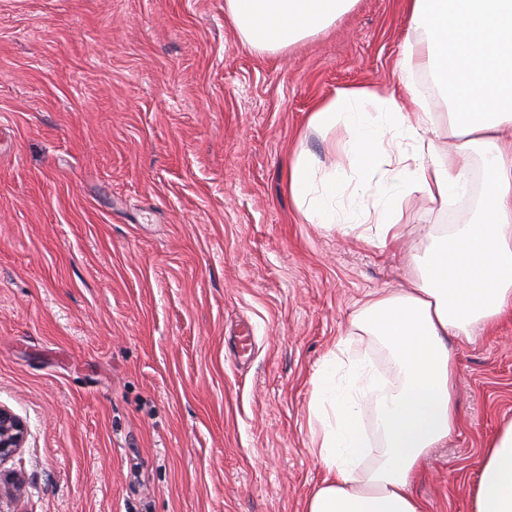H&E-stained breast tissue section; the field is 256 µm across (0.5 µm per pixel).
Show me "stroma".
Here are the masks:
<instances>
[{
	"mask_svg": "<svg viewBox=\"0 0 512 512\" xmlns=\"http://www.w3.org/2000/svg\"><path fill=\"white\" fill-rule=\"evenodd\" d=\"M406 0H356L261 54L224 0H0V406L29 425L0 512H304L326 472L309 405L357 301L404 287L482 186L414 200L380 245L308 224L296 148L336 90L397 86ZM461 422L410 487L471 512L512 420V317L449 341Z\"/></svg>",
	"mask_w": 512,
	"mask_h": 512,
	"instance_id": "1",
	"label": "stroma"
}]
</instances>
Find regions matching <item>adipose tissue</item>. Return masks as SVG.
<instances>
[{
	"mask_svg": "<svg viewBox=\"0 0 512 512\" xmlns=\"http://www.w3.org/2000/svg\"><path fill=\"white\" fill-rule=\"evenodd\" d=\"M356 0H225L241 40L259 53L288 49L327 30ZM412 33L402 61V89L413 71L439 76L449 89L448 134L456 150L441 152L433 112H406L399 92L384 86L342 88L310 113L309 127L343 126L338 161L322 170L298 152L288 162V189L306 223L336 221V176L352 170L351 197L372 196L355 225L369 239L402 236L395 213L414 198L444 203L466 190L470 152L481 155L478 209L466 224L431 235L412 255L404 291L372 292L354 316L358 335L378 341L393 379L377 384L368 349L335 344L344 386L327 372L310 406L318 425L315 454L326 471L304 512H425L408 485L430 449L456 429L457 364L449 338L474 342L512 314V0H408ZM371 395L374 436L359 431L363 397ZM472 512H512V421L484 446Z\"/></svg>",
	"mask_w": 512,
	"mask_h": 512,
	"instance_id": "adipose-tissue-1",
	"label": "adipose tissue"
}]
</instances>
